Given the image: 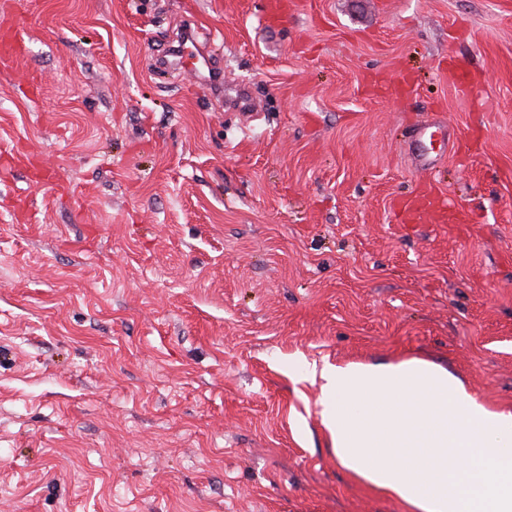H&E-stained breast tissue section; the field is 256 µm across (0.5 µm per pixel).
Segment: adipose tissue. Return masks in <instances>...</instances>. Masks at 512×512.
I'll return each mask as SVG.
<instances>
[{
  "label": "adipose tissue",
  "instance_id": "obj_1",
  "mask_svg": "<svg viewBox=\"0 0 512 512\" xmlns=\"http://www.w3.org/2000/svg\"><path fill=\"white\" fill-rule=\"evenodd\" d=\"M307 378L338 462L368 489L406 512H512V408L420 358L327 363Z\"/></svg>",
  "mask_w": 512,
  "mask_h": 512
}]
</instances>
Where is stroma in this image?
Segmentation results:
<instances>
[{
  "label": "stroma",
  "mask_w": 512,
  "mask_h": 512,
  "mask_svg": "<svg viewBox=\"0 0 512 512\" xmlns=\"http://www.w3.org/2000/svg\"><path fill=\"white\" fill-rule=\"evenodd\" d=\"M302 2L0 0V512H406L294 360L512 405V0ZM185 28L254 109L155 70ZM402 206L415 223H438L446 219L444 200L431 186H421L413 196L402 202Z\"/></svg>",
  "instance_id": "obj_1"
}]
</instances>
